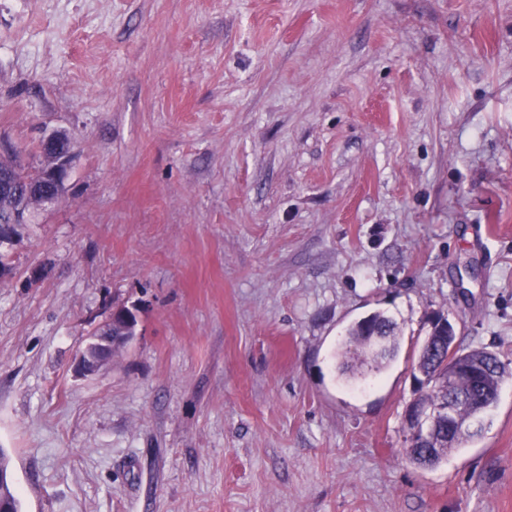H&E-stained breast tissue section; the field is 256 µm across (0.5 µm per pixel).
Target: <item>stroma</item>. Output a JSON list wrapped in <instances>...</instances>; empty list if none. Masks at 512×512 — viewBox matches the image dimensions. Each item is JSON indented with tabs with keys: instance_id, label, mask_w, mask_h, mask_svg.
Returning <instances> with one entry per match:
<instances>
[{
	"instance_id": "stroma-1",
	"label": "stroma",
	"mask_w": 512,
	"mask_h": 512,
	"mask_svg": "<svg viewBox=\"0 0 512 512\" xmlns=\"http://www.w3.org/2000/svg\"><path fill=\"white\" fill-rule=\"evenodd\" d=\"M59 130L0 239L21 512H512V376L438 466L404 437L434 315L512 368V0H0V140ZM375 311L399 354L344 380ZM72 154V142L66 133L53 132L42 140L36 164L40 179L34 183L26 181V192L34 206L51 205L61 197ZM118 316L128 321L131 320V314L122 308L112 311L106 321L99 326L95 336H92L87 343L78 364L80 373L91 374L111 360L112 352L116 346H119V344L113 343L112 339L122 341L124 337L121 336L122 333L117 327L113 328L112 336V326Z\"/></svg>"
}]
</instances>
